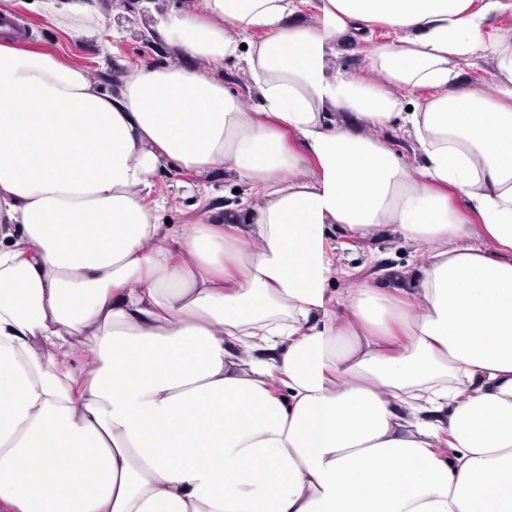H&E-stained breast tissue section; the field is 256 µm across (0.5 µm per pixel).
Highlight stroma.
Returning <instances> with one entry per match:
<instances>
[{
  "mask_svg": "<svg viewBox=\"0 0 512 512\" xmlns=\"http://www.w3.org/2000/svg\"><path fill=\"white\" fill-rule=\"evenodd\" d=\"M194 0H94L100 12V41L82 38L68 23H49L32 6V0H0V11L16 15L30 25L32 50L54 54L64 63L84 68L109 94H119L130 67L149 62L161 68L182 66L183 58L157 31L159 18L173 12L191 10ZM386 26L372 25L366 36L349 37L336 45L337 64L364 80L376 77L372 51L387 43ZM155 192L163 198L161 223L172 232L184 225L207 221L199 201L208 198L226 211L255 207L258 196L241 190L231 173L202 176L165 162L154 175ZM339 262L346 273L337 277L335 288L348 292L372 283L390 292L408 287L411 272L423 265L430 254L427 243L406 241L397 233L385 231L368 238L337 234Z\"/></svg>",
  "mask_w": 512,
  "mask_h": 512,
  "instance_id": "obj_1",
  "label": "stroma"
}]
</instances>
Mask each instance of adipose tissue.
I'll return each instance as SVG.
<instances>
[{"label": "adipose tissue", "mask_w": 512, "mask_h": 512, "mask_svg": "<svg viewBox=\"0 0 512 512\" xmlns=\"http://www.w3.org/2000/svg\"><path fill=\"white\" fill-rule=\"evenodd\" d=\"M300 4L170 14L185 66L116 96L0 44V512H512V0ZM36 7L100 36L86 0ZM373 22L379 83L332 62ZM486 59L492 101L458 88ZM201 60L244 64L251 109ZM395 121L418 164L360 129ZM164 161L263 203L171 234ZM339 226L432 253L339 295Z\"/></svg>", "instance_id": "ef3b65f1"}]
</instances>
